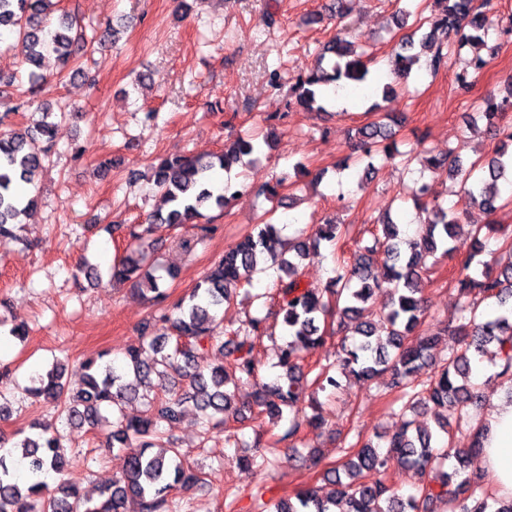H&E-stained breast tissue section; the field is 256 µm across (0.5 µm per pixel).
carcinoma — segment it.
<instances>
[{"label": "carcinoma", "instance_id": "obj_1", "mask_svg": "<svg viewBox=\"0 0 512 512\" xmlns=\"http://www.w3.org/2000/svg\"><path fill=\"white\" fill-rule=\"evenodd\" d=\"M57 0H0V32H11L27 48L28 81L41 90L46 77L38 72L41 60L54 54L65 66L72 61L78 40L70 35L75 20L61 14L59 25L51 28L52 8ZM437 9L426 17L430 30L419 41L401 40L389 56L391 73L399 80L409 78L413 66L425 60L426 68L436 73L447 64L451 45H485L491 28L489 13L493 0H435ZM370 84V70L354 45L336 34L324 47L313 68L299 75L289 89L293 103L305 110L323 109L327 92L336 95L348 90L354 95L365 92ZM482 111L472 121L486 119L499 136L494 156L482 165L465 167L450 153L423 157L424 166L444 169L451 180L460 183L466 208H444L433 197L431 186L414 182L412 195L417 205L432 201L434 218L413 238L404 236L397 220L388 216L381 232L358 249L354 261L338 254L348 226L335 220L317 225L314 234L283 241V228L272 223L274 210L261 217L252 232L224 251L208 274L172 308L153 317L149 341L126 352L124 364L104 360L100 355L79 366L82 388L64 399L61 383L67 364L55 359L51 367L31 377L27 392L31 398L56 404L58 416L80 432L99 427L107 431L108 446L127 448L123 473L112 480L94 499L76 486L62 483L48 491L43 477L61 474L66 460L60 453V440L46 433H29L13 444L22 449L27 460L30 483L23 490L15 479L12 452L0 439V512H178L172 492L189 488L200 481L199 472L173 446L169 431L182 421L187 403L198 412L202 433L210 425L224 422V415L234 411V395L228 384L245 380L254 382L256 397L251 414L284 418L290 414L288 429L280 440L296 439L306 428L322 424L318 415L298 417L295 408L309 387L323 393H335L341 379L352 377L368 381L381 374L390 377L389 387L397 393L403 424L393 433L363 444L349 446L336 468L334 477L320 487L299 491L282 501L275 512H328L338 502L344 512H436L437 505L449 506V512H512V498L503 500L488 490V475L476 473L461 477L465 462L476 448L484 427L469 415L468 408L479 399L472 379V361L488 356L499 367L497 376L508 384L512 400V244L506 255L464 265L456 279L463 302L456 322L437 334L421 333L426 315L422 298V271L425 259L436 253L447 256L456 238L467 207L476 205L487 214L499 208L500 183L512 187V125L501 124L503 111L512 109V91L501 100L489 95ZM44 111L36 126L0 134V244L17 239L19 216L29 217L36 198L22 197L17 188L33 182L44 168L53 148L55 124ZM353 150L367 157L381 155L390 159L398 153L390 141L387 124L370 122L356 128ZM274 134L239 136L224 143V149L204 160L200 157L163 158L153 167L152 180L170 208L156 211L148 224H114L112 232L129 239L126 255L110 266V279L116 283L132 282L138 292H150L156 300L165 298L160 289L162 276L155 275L150 264L154 243L149 236L156 224L170 226L192 224L206 209L223 210L229 200L240 195L243 183L232 182L233 167L253 162V155L273 146ZM493 224L473 225L475 254L484 252L486 241L499 233ZM331 249L336 260V276L324 288H308L300 278V267L320 254L321 247ZM271 281L275 293L254 295L277 305L276 315L288 340L279 348L281 374L275 381H259L254 360L257 341L262 336L265 319L251 317L246 326L220 335L224 304L230 302L232 288L252 285L260 278ZM390 293L388 308L373 313L367 306L376 291ZM338 317V327L350 332L351 345H342L332 363L317 364L304 371L305 358L324 341L321 320ZM454 339L448 356L437 363L431 350L441 336ZM219 345V364L200 369L195 358ZM174 372L186 386L164 398L150 397L151 375ZM147 399L140 416L129 417L124 406L138 397ZM454 408L456 430L469 443L457 448L449 435L450 422H437L435 432L423 430L407 414L431 408L436 412ZM387 452H379L380 447ZM152 448L161 452L153 454ZM394 466L424 476L441 472L434 480H422L412 494L404 495L391 483Z\"/></svg>", "mask_w": 512, "mask_h": 512}]
</instances>
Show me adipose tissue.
<instances>
[{
	"label": "adipose tissue",
	"mask_w": 512,
	"mask_h": 512,
	"mask_svg": "<svg viewBox=\"0 0 512 512\" xmlns=\"http://www.w3.org/2000/svg\"><path fill=\"white\" fill-rule=\"evenodd\" d=\"M485 423L483 446L476 453L477 469L493 476L501 496L512 497V403L491 398Z\"/></svg>",
	"instance_id": "adipose-tissue-1"
}]
</instances>
